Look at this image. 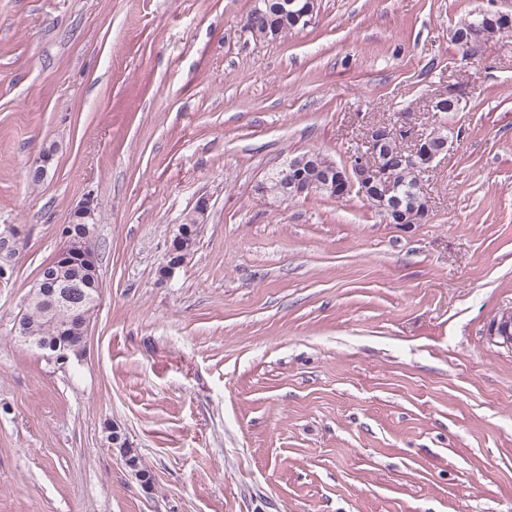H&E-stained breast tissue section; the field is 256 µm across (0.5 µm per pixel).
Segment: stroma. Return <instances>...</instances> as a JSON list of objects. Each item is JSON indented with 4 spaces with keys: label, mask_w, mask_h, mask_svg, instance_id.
<instances>
[{
    "label": "stroma",
    "mask_w": 512,
    "mask_h": 512,
    "mask_svg": "<svg viewBox=\"0 0 512 512\" xmlns=\"http://www.w3.org/2000/svg\"><path fill=\"white\" fill-rule=\"evenodd\" d=\"M254 5L0 0V224L24 234L0 280V512H512V350L488 336L512 307V35L451 38L512 0H317L281 41L244 30ZM406 111L452 141L428 223L257 195ZM87 198L101 300L60 368L11 329ZM174 235L178 236L175 241L171 242L165 262L161 265L160 275L162 278L171 279L174 277L177 270H179L186 260L187 254L184 250L177 248L179 239L182 237L177 231Z\"/></svg>",
    "instance_id": "1"
}]
</instances>
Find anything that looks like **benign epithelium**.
Wrapping results in <instances>:
<instances>
[{"mask_svg":"<svg viewBox=\"0 0 512 512\" xmlns=\"http://www.w3.org/2000/svg\"><path fill=\"white\" fill-rule=\"evenodd\" d=\"M291 17L295 25L304 24L315 10L316 0H302L295 4ZM403 137L408 147L398 153L400 164L421 173L433 169L434 163L450 150L451 141L439 138L437 146H432L430 138L422 134L409 138L403 135L400 123H382L368 129V149L353 158L347 166L333 162H321L317 156L306 155L303 161L286 159L273 172V175L260 182L257 187L262 198L274 201L298 199L314 193H325L343 198L353 190L363 195H371L379 203L384 221L388 224H425L430 216V204L421 206L406 204L393 190L386 179L385 154L382 145L391 138ZM97 234V217L93 201L85 199L71 211L69 220L62 225L61 235L66 247L57 255V267H78L88 272H98L97 255L83 247V241ZM23 241L21 230L16 224L0 225V277L7 276L13 269L16 250ZM185 251L178 249V241L171 242L160 275L165 279L174 277L186 260ZM32 292L47 298L51 306L66 311V324L57 335L76 336L87 340L88 328L85 318L98 307L100 288L89 291L84 283L65 280L49 274L35 282ZM490 340L500 347H512V308L500 310L497 320L489 327ZM71 347L67 343H55L45 354L48 362L61 367L71 360Z\"/></svg>","mask_w":512,"mask_h":512,"instance_id":"1","label":"benign epithelium"}]
</instances>
